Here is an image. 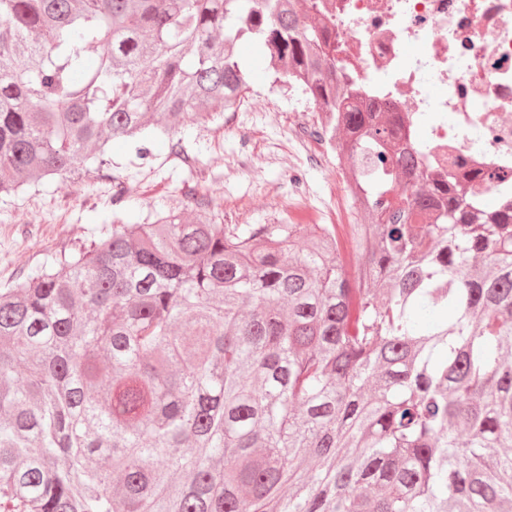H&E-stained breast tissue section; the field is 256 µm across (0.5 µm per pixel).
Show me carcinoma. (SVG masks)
<instances>
[{
    "instance_id": "carcinoma-1",
    "label": "carcinoma",
    "mask_w": 512,
    "mask_h": 512,
    "mask_svg": "<svg viewBox=\"0 0 512 512\" xmlns=\"http://www.w3.org/2000/svg\"><path fill=\"white\" fill-rule=\"evenodd\" d=\"M302 0H0V195L187 161L244 100L234 44L336 116L360 222L202 202L0 289V512H512V208L426 173Z\"/></svg>"
}]
</instances>
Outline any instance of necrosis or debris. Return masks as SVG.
Instances as JSON below:
<instances>
[{"mask_svg": "<svg viewBox=\"0 0 512 512\" xmlns=\"http://www.w3.org/2000/svg\"><path fill=\"white\" fill-rule=\"evenodd\" d=\"M336 34V64L363 98L404 118L425 169L462 175L467 205L512 206V0H314ZM330 127L298 115L270 162L322 167Z\"/></svg>", "mask_w": 512, "mask_h": 512, "instance_id": "obj_1", "label": "necrosis or debris"}]
</instances>
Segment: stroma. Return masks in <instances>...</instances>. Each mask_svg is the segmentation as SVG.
Returning <instances> with one entry per match:
<instances>
[{
	"label": "stroma",
	"mask_w": 512,
	"mask_h": 512,
	"mask_svg": "<svg viewBox=\"0 0 512 512\" xmlns=\"http://www.w3.org/2000/svg\"><path fill=\"white\" fill-rule=\"evenodd\" d=\"M250 90L240 113L239 126L209 124L191 129L184 141L195 163L183 166L171 160L167 150L154 149L140 159L129 140L112 144L113 167L101 168L80 179H57L0 198V288L12 285L52 257L98 236L102 215L108 211L115 178H122L139 197L142 222L155 221L158 213L183 209L190 197L211 201L225 220L245 214L252 224H276L288 213L280 196L290 188L289 176L270 165L273 146L286 144L297 113H309L302 94L286 90L269 72H257L253 44L239 46ZM274 110H267L266 101ZM250 151L254 167L245 176H228L224 164L241 151ZM211 169L210 182L199 183L196 170Z\"/></svg>",
	"instance_id": "obj_1"
}]
</instances>
